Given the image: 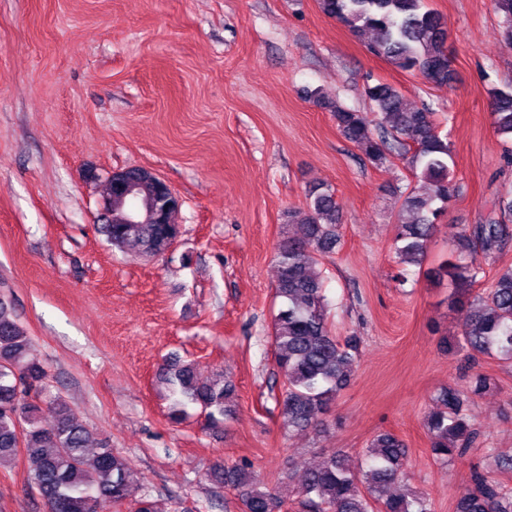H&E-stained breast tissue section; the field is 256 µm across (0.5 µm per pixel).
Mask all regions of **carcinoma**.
Instances as JSON below:
<instances>
[{"label":"carcinoma","instance_id":"obj_1","mask_svg":"<svg viewBox=\"0 0 512 512\" xmlns=\"http://www.w3.org/2000/svg\"><path fill=\"white\" fill-rule=\"evenodd\" d=\"M426 0H319L321 11L360 35L376 32L371 53L403 71L419 73L427 82L442 86L451 75L446 54L444 17L425 5ZM502 15L500 36L512 43V0H493ZM386 122L375 123L361 112L333 108L343 137L358 147L374 165L389 156L407 158L420 171L416 186L403 201V219L397 227L394 249L404 266L423 264L440 208L458 195L460 186L451 175V142L433 108L406 104L391 84L378 82L366 89ZM493 124L498 134L512 139V88L489 92ZM106 201L120 215L131 199L107 181ZM340 203L328 188L309 191L306 209L299 212L303 233L283 236L277 252L278 277L274 295L280 306L271 336L274 362L284 383L276 402L283 427L306 430L322 417L339 393L349 386L359 355L356 336L338 339L328 321L324 282L314 270L316 256L332 251L339 240ZM100 231L112 246L144 255L163 231L160 224H102ZM512 242V225L492 218L462 231L456 245L469 259H447L434 271L452 287L451 304H471L470 291L481 273L475 253L490 256ZM467 314L452 349L499 356L512 361V268L503 271ZM31 338L10 305L0 300V467L24 453L32 483L49 512H97L99 501L133 500L137 512H155L151 495L129 462L103 442L89 453L91 434L78 422L72 407L56 397L50 405L52 423H42L40 396L48 377L42 364L28 357ZM163 380L172 398L170 418L181 420L189 405L206 414L214 425L230 414L235 384L224 373L201 378L190 363L179 360L163 368ZM424 426L437 459L449 463L464 457L477 438L466 413V398L453 387L440 389ZM408 450L402 439L380 431L362 452L366 471L350 467L341 453L333 452L310 469L298 490L304 512H432L424 494L396 493L404 477ZM214 480L238 491L241 512H283L284 499L260 485L247 463L213 472ZM455 512H512V491L479 466L472 469L471 486L459 496Z\"/></svg>","mask_w":512,"mask_h":512}]
</instances>
